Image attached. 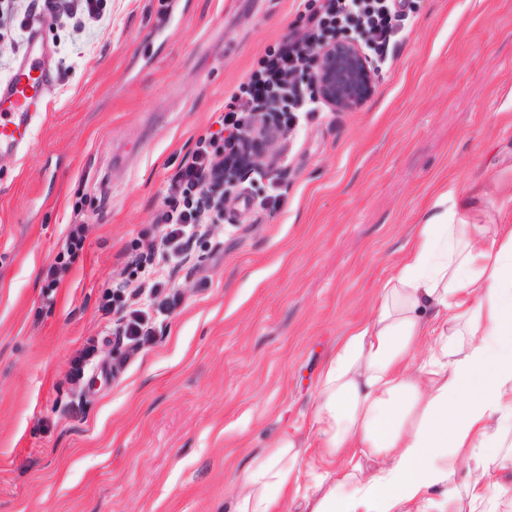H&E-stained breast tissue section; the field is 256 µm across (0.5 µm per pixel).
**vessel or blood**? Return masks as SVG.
I'll return each mask as SVG.
<instances>
[{
    "label": "vessel or blood",
    "mask_w": 512,
    "mask_h": 512,
    "mask_svg": "<svg viewBox=\"0 0 512 512\" xmlns=\"http://www.w3.org/2000/svg\"><path fill=\"white\" fill-rule=\"evenodd\" d=\"M43 29V24L32 25L14 72L0 82V152L15 150L32 138L31 114L42 88L53 79Z\"/></svg>",
    "instance_id": "vessel-or-blood-1"
}]
</instances>
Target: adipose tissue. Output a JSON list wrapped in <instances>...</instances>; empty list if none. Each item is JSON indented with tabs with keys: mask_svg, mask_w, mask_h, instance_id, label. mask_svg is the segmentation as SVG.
<instances>
[{
	"mask_svg": "<svg viewBox=\"0 0 512 512\" xmlns=\"http://www.w3.org/2000/svg\"><path fill=\"white\" fill-rule=\"evenodd\" d=\"M312 440L254 456L235 512H498L512 479V224L448 217L440 192L372 314L339 340L316 386Z\"/></svg>",
	"mask_w": 512,
	"mask_h": 512,
	"instance_id": "ef3b65f1",
	"label": "adipose tissue"
}]
</instances>
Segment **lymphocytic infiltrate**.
I'll use <instances>...</instances> for the list:
<instances>
[{"label":"lymphocytic infiltrate","instance_id":"f902f5d3","mask_svg":"<svg viewBox=\"0 0 512 512\" xmlns=\"http://www.w3.org/2000/svg\"><path fill=\"white\" fill-rule=\"evenodd\" d=\"M298 18L304 33L270 47L259 59L257 69L233 94L210 139L198 141L192 160L174 177L170 202L156 221L160 236L144 241L133 262L130 279L139 283L127 290L117 284L102 296L99 309L103 316L117 315V335L122 343L138 348L154 333L149 316L134 305L142 292L157 296L164 283L154 264L156 253L179 259L202 223L203 212L210 207V195L224 185L225 162L238 161L244 146L242 132L247 114L260 111L263 104L278 97L292 112H313L317 105L299 93L298 87L311 79L313 53L331 44L339 34L351 32L364 39V50L377 67L388 62L390 45L405 37V22L411 10L410 0H302Z\"/></svg>","mask_w":512,"mask_h":512}]
</instances>
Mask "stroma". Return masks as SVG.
<instances>
[{"instance_id": "stroma-1", "label": "stroma", "mask_w": 512, "mask_h": 512, "mask_svg": "<svg viewBox=\"0 0 512 512\" xmlns=\"http://www.w3.org/2000/svg\"><path fill=\"white\" fill-rule=\"evenodd\" d=\"M299 0H106L64 17L35 133L0 153V512H233L250 456L306 437L316 382L372 312L439 192L484 190L468 215L512 213V0H414L409 32L363 103L322 107L273 146L176 266L180 300L111 383L67 380L98 310L264 52L300 33ZM88 225L53 305L42 269Z\"/></svg>"}]
</instances>
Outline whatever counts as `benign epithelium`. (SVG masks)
<instances>
[{
	"mask_svg": "<svg viewBox=\"0 0 512 512\" xmlns=\"http://www.w3.org/2000/svg\"><path fill=\"white\" fill-rule=\"evenodd\" d=\"M316 62L317 75L310 85L312 97L333 111L357 107L362 100L359 91L372 89L377 79L378 70L370 65L362 43L348 35L323 47ZM254 172L267 177L272 169L265 160L258 159L245 169L228 170L224 173V192H229L242 174Z\"/></svg>",
	"mask_w": 512,
	"mask_h": 512,
	"instance_id": "benign-epithelium-1",
	"label": "benign epithelium"
}]
</instances>
